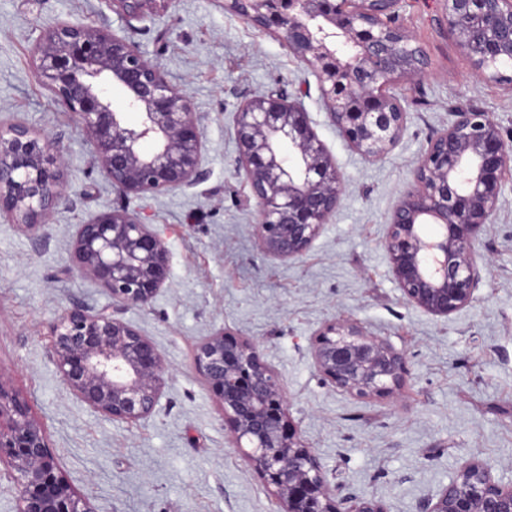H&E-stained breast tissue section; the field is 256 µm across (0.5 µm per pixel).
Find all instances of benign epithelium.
<instances>
[{
	"mask_svg": "<svg viewBox=\"0 0 512 512\" xmlns=\"http://www.w3.org/2000/svg\"><path fill=\"white\" fill-rule=\"evenodd\" d=\"M126 24L174 0H106ZM400 0H225L224 8L282 41L316 78L328 123L368 160L392 150L407 112L392 92L426 75L430 61L395 24ZM439 25L469 58L473 74L512 86L501 62L512 59V0H443ZM39 83L76 118L95 164L124 198L193 187L206 180L205 142L193 97L170 82L123 31L105 23L57 21L33 46ZM119 86L125 109L108 90ZM137 112L131 124L126 112ZM236 172L258 207L259 239L278 259L303 254L336 213L342 177L300 103L280 90L245 99L235 113ZM512 175V146L486 112L464 109L433 134L387 224L384 240L403 298L436 317L467 307L482 278L475 244L492 223ZM67 198L59 142L23 122L0 121V219L26 231L47 224ZM435 233L426 232L428 225ZM71 261L112 296V308L73 301L55 319L51 359L65 386L93 411L137 423L165 385L154 344L121 314L147 304L169 278L159 236L126 207L77 225ZM316 368L339 390L362 399L398 389L404 355L354 321L328 325L314 345ZM194 363L219 399L234 447L243 453L281 512H382L347 498L300 438L277 374L248 339L217 333L195 347ZM18 490V512H94L59 474L43 424L0 380V465ZM420 512H512V485L487 464H467Z\"/></svg>",
	"mask_w": 512,
	"mask_h": 512,
	"instance_id": "benign-epithelium-1",
	"label": "benign epithelium"
}]
</instances>
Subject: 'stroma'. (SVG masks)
Listing matches in <instances>:
<instances>
[{"label": "stroma", "mask_w": 512, "mask_h": 512, "mask_svg": "<svg viewBox=\"0 0 512 512\" xmlns=\"http://www.w3.org/2000/svg\"><path fill=\"white\" fill-rule=\"evenodd\" d=\"M442 0H401L397 22L424 46L431 70L399 83L406 129L384 158L353 151L325 118L305 64L224 0H175L129 35L194 98L206 141V180L123 199L93 164L73 117L38 82L32 49L41 27L103 20L126 29L104 0H0V118L56 139L70 204L35 246L0 222V380L43 422L61 475L94 512H281L232 445L216 396L193 363L197 342L225 332L257 344L277 372L288 411L330 485L384 512H419L467 463H488L512 484V178L476 244L483 265L473 302L436 317L403 299L384 248L386 226L412 183L422 148L458 108L487 112L512 143V90L475 79L440 30ZM299 99L343 178L341 204L310 248L280 260L259 245L257 205L235 170V113L250 96ZM163 240L170 277L123 317L161 353L168 379L153 413L128 424L93 412L50 358L51 325L70 301L102 309L112 297L70 266L76 227L119 206ZM358 322L406 359L401 390L359 399L316 370L311 348L329 323Z\"/></svg>", "instance_id": "35a3bbf8"}]
</instances>
